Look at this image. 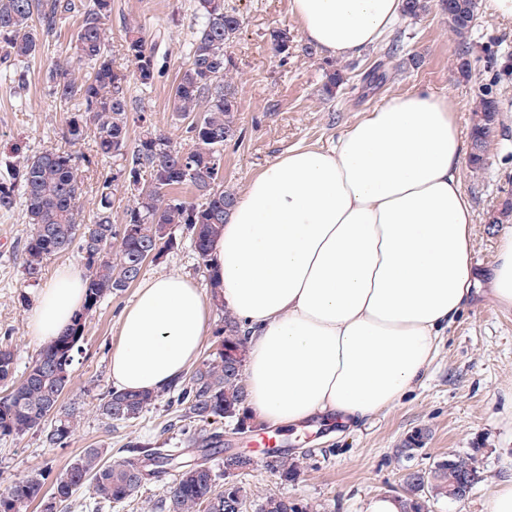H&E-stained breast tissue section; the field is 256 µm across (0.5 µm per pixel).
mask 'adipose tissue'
Returning <instances> with one entry per match:
<instances>
[{"label":"adipose tissue","instance_id":"ef3b65f1","mask_svg":"<svg viewBox=\"0 0 512 512\" xmlns=\"http://www.w3.org/2000/svg\"><path fill=\"white\" fill-rule=\"evenodd\" d=\"M308 40L330 56L372 46L403 0H289ZM467 145L447 97H389L329 148H296L237 197L210 252L248 347L247 406L294 426L320 415L359 424L425 376L448 326L470 304L475 212L461 182ZM87 271L59 268L26 317L32 341L58 335L84 302ZM512 308V230L489 280ZM209 309L177 274L140 284L119 324L111 379L160 392L200 352Z\"/></svg>","mask_w":512,"mask_h":512}]
</instances>
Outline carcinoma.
Instances as JSON below:
<instances>
[{
	"instance_id": "cac0c4a2",
	"label": "carcinoma",
	"mask_w": 512,
	"mask_h": 512,
	"mask_svg": "<svg viewBox=\"0 0 512 512\" xmlns=\"http://www.w3.org/2000/svg\"><path fill=\"white\" fill-rule=\"evenodd\" d=\"M443 10L453 4L448 18L450 31L462 39L477 15V0H404L403 16L417 18L431 8ZM71 0H0V59L20 63L41 48L38 32L50 34L65 16L76 11ZM77 29L70 40L69 58L85 65L89 77L78 83L70 77L69 64L56 65L49 75L51 94L60 107L72 112L63 138L75 145L93 128L95 152L116 162L101 173L98 203L87 224L77 222V208L83 194V180L76 157L69 151L48 148L26 155L13 145L9 154L8 177L0 179V210L23 206L33 233L24 245V271L36 279L44 262L52 256L77 250L88 271L87 294L69 328L42 344L32 358L23 379L15 380V353L0 341V384L10 387L0 397V437L22 436L46 428L52 446L68 443L77 428L78 409L60 405L65 386L58 373L70 370L74 353L84 338L87 316L104 297L122 292L136 282L143 271V252L157 256L174 247L170 230L187 233L207 274L213 302L224 305L217 291L219 282L209 270V250L224 225V216L235 201L224 189V146L237 136V101L230 81L235 64L228 54L230 42L242 20L226 0H195L196 30L188 47V61L172 90V111L191 119L186 128L190 144H177L152 125L144 126L133 148L127 144L128 112L133 100L128 76L114 69L107 21L112 0H87L82 5ZM39 27H34L33 22ZM275 54L288 57L293 39L286 29L271 32ZM126 56L134 66L133 75L142 86H150L159 74L154 54L147 49L136 27L125 31ZM343 83L341 70L332 66L325 72L322 91L333 98ZM499 109L496 93L479 90L471 127L470 164L484 165V152L495 127ZM120 186L130 194L132 204L125 222L112 223V188ZM195 189L201 201H189L180 190ZM215 343L228 350L247 352L241 328L229 310L215 331ZM158 398L153 392L110 389L100 398L101 415L112 421L139 418ZM245 366H234L215 350L197 368L189 381L173 389L170 403L178 412L184 451L164 444L132 439L125 445L127 456L119 462L106 458L103 448H88L53 484L50 498L42 493L43 477L35 473L14 481L0 493V512H27L36 501L45 502V512L69 501L85 485L92 494L110 504H123L152 478L173 468L177 475L161 512H243L245 494L234 482L238 471L253 464L250 457H224V479L229 489L217 487L210 459L224 453V423L255 427L247 412ZM450 469L435 463L425 486L418 483V471L404 475L406 512H424L426 490L435 497H448V489L460 482L473 464L471 456H455ZM267 467L284 479L299 471V457L277 451ZM257 512H311L306 504L269 495Z\"/></svg>"
}]
</instances>
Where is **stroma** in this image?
I'll list each match as a JSON object with an SVG mask.
<instances>
[{
    "label": "stroma",
    "instance_id": "obj_1",
    "mask_svg": "<svg viewBox=\"0 0 512 512\" xmlns=\"http://www.w3.org/2000/svg\"><path fill=\"white\" fill-rule=\"evenodd\" d=\"M243 24L228 47L235 69L233 82L241 137L224 151V187L242 194L249 181L275 157L296 147L330 146L337 137L377 108L390 96L426 91L452 100L462 135H469L478 90L498 79L500 112L485 163L475 170L461 166L462 186L473 201L476 224L472 241L478 271L492 266L498 238L512 229V219L493 224L489 216L512 198V76L494 75L483 59L484 49L499 46L512 57V27L500 24L485 10H478L468 34L473 58L469 75L456 68V44L448 16L431 8L418 18H399L389 35L375 46L352 57L328 59L310 48L299 22L289 11V0H229ZM115 69L132 74L125 55V29L139 28L154 48L159 77L144 88L132 83L131 94L142 110L128 114V140L137 142L142 121L150 123L174 142L186 143L183 124L172 110L173 84L187 63L188 42L195 28L193 0H112L108 23ZM288 29L294 38L288 58L270 48L273 29ZM75 31L67 25L47 39L39 55L25 64L26 86L17 88L0 64V152L20 144L25 153L47 148H71L84 181L80 200L82 220H90L96 206L99 165L87 164L93 139L67 146L62 138L69 115L49 94V73L63 58ZM399 39L402 53L388 56L392 39ZM341 68L344 83L335 98L323 96L321 86L328 63ZM386 64L388 80L370 86L366 74ZM32 230L21 210L0 211V337H8L16 358V373L24 375L39 350L27 333L26 315L41 284L58 268L80 265L78 253L58 255L45 262L38 280L23 270V246ZM179 273L200 286L208 281L185 235H178L174 249L147 263L144 278ZM136 287L102 301L88 318L82 350L76 353L69 382L61 398L63 407L80 410L77 429L64 447L49 446L40 432L0 438V491L14 480L42 471L45 487H52L67 466L85 449H107L112 460L125 456L124 445L134 438H152L181 445L175 426L177 412L168 397L139 419L115 425L98 410V397L111 388L109 360L119 342L122 312L136 299ZM422 433L424 447L413 458L401 450L412 434ZM281 442L289 453L303 457L295 479L284 480L266 465L260 434ZM234 450L251 456L253 466L237 481L248 495L247 510L255 512L268 495L313 505L315 512H365L377 495L402 493L407 470H430L451 454L472 455L481 481L461 502L430 500L429 512H484L498 482L512 474V309L500 308L486 290L448 328L424 379L396 405L355 426L325 423L311 418L305 427L261 426L236 436ZM172 477L146 483L122 507L95 502L89 488H80L62 512H155Z\"/></svg>",
    "mask_w": 512,
    "mask_h": 512
}]
</instances>
